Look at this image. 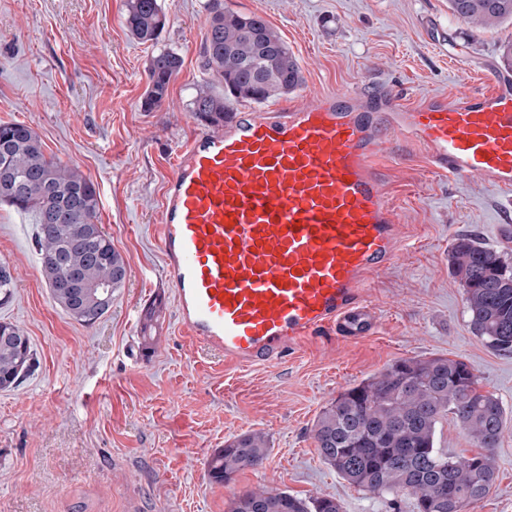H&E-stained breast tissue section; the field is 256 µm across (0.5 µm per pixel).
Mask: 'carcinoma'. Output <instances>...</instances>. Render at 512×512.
Masks as SVG:
<instances>
[{
    "mask_svg": "<svg viewBox=\"0 0 512 512\" xmlns=\"http://www.w3.org/2000/svg\"><path fill=\"white\" fill-rule=\"evenodd\" d=\"M209 25L201 46L204 70L222 87H200L192 112L210 122L224 121L235 102L264 103L303 83L301 67L281 35L254 13L224 8L208 0ZM463 22L496 26L512 22V0H448ZM169 23L161 0H127L126 24L138 41L156 43ZM182 57L171 50L152 55L144 108L162 104ZM0 201L35 218L34 243L41 273L52 283L61 269L77 270L86 285L81 303L54 290L55 304L76 321L92 325L107 312L98 287L124 286L127 267L111 239L95 222L98 193L74 167L45 154L38 134L23 123L0 125ZM464 288L474 332L491 348L512 353V272L478 239L462 235L450 255ZM36 358L29 337L0 322V389L15 388ZM452 416L480 452L456 457L436 446L439 422ZM507 424L500 400L479 386L462 359L404 358L380 375L340 393L314 424L321 459L342 479L369 492L411 495L412 512H467L497 480L491 452ZM261 432H249L216 451L208 461L212 482L227 484L261 465L268 454ZM232 512H342L334 497L307 501L288 492H246Z\"/></svg>",
    "mask_w": 512,
    "mask_h": 512,
    "instance_id": "1",
    "label": "carcinoma"
}]
</instances>
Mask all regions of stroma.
<instances>
[{
    "label": "stroma",
    "mask_w": 512,
    "mask_h": 512,
    "mask_svg": "<svg viewBox=\"0 0 512 512\" xmlns=\"http://www.w3.org/2000/svg\"><path fill=\"white\" fill-rule=\"evenodd\" d=\"M206 0H163L158 45L125 25V0H0V123L39 135L46 155L96 187L97 224L127 265L107 314L84 325L56 305L40 271L31 214L0 202V265L13 298L0 321L29 336L36 368L0 389V512H231L249 491L306 500L331 496L343 512H411L413 499L364 491L320 457L313 426L344 390L403 358H462L512 415V353L470 326L449 255L473 235L512 267L500 232L512 198L481 179L450 177L418 143L390 139L382 160L402 226L392 264L372 276L378 316L370 338L323 334L274 367H238L181 334L155 228L174 154L191 137V102L212 82L199 50ZM277 30L304 77L300 94L360 86L412 106L428 95L486 88V62L512 26L452 16L448 0H224ZM183 58L160 107L145 111L157 49ZM152 352H144V336ZM259 431L263 463L212 483L207 462L235 437ZM497 488L468 512H512V424L495 449Z\"/></svg>",
    "instance_id": "1"
}]
</instances>
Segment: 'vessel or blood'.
<instances>
[{
  "label": "vessel or blood",
  "mask_w": 512,
  "mask_h": 512,
  "mask_svg": "<svg viewBox=\"0 0 512 512\" xmlns=\"http://www.w3.org/2000/svg\"><path fill=\"white\" fill-rule=\"evenodd\" d=\"M391 129L434 170L512 191V75L498 71L488 89L409 109L348 90L195 129L157 226L182 332L241 367L279 363L322 333L371 336L366 285L401 242L378 164Z\"/></svg>",
  "instance_id": "b4317fda"
}]
</instances>
